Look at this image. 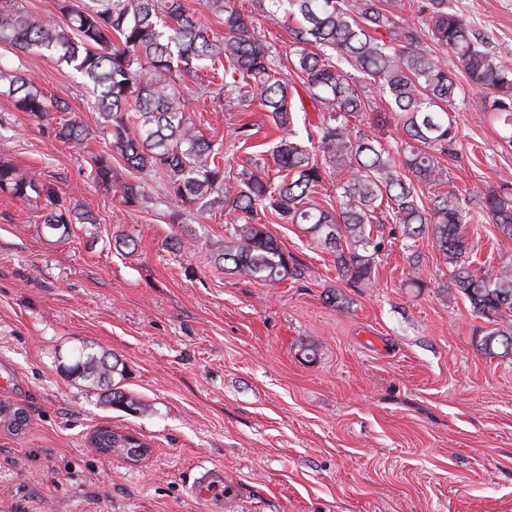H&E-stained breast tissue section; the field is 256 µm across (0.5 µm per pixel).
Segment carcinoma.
Returning <instances> with one entry per match:
<instances>
[{
	"instance_id": "1",
	"label": "carcinoma",
	"mask_w": 512,
	"mask_h": 512,
	"mask_svg": "<svg viewBox=\"0 0 512 512\" xmlns=\"http://www.w3.org/2000/svg\"><path fill=\"white\" fill-rule=\"evenodd\" d=\"M257 10L273 19L283 13L295 20L288 27L295 48L293 72L300 76L317 121L297 138L294 86L279 70L271 45L254 31V19L237 0H210L211 12L224 16V34L202 24L186 0H60L66 21L30 12L16 0H0V42L21 51L38 49L58 55L95 94L102 127L111 136L110 152L90 157L93 181L119 194L124 206L148 207L151 197L141 183L117 180L112 154L133 169L161 170L167 197L181 209L220 205L233 216L218 259L224 268L263 282L280 283L299 274L288 254L250 216L267 209L277 219L298 224L334 254L336 270L353 283L371 281L382 235L374 229L386 219L398 224L409 246L432 239L457 291L472 312L488 324L512 313V262L489 272L473 266L463 225L487 219L499 234L512 239V192L468 196L451 187L448 165L465 151L454 113L460 111L455 74L434 61L430 44L450 50L473 85L489 95L486 111L512 130V61L492 52L487 32L463 20L448 0H417L427 14L425 27L403 16L411 0H255ZM314 50H308V46ZM224 67V92L233 104L255 96L272 122L286 135L268 144L277 164L270 177L262 158L254 159L245 179L224 176V156L197 130L180 81L208 66ZM362 74L384 94L386 107L402 130L396 146L376 137L354 134L350 122L366 108ZM0 94L19 112L51 125L63 143L82 144L90 130L66 115L67 101L49 96L18 70L0 66ZM342 178L336 184V206L316 201L326 167ZM433 189L424 206L416 185ZM450 189H444V186ZM0 192L20 201L36 195L46 200L43 224L50 233L69 234L73 224H93L79 204L62 199L42 175L24 171L0 158ZM485 353L512 354V328L485 333ZM75 377L91 378L110 404L132 413L140 400L114 380L119 361L102 351L81 350L68 366ZM0 425L21 433L27 411L0 402ZM93 447L107 453L137 455L147 444L107 426L91 436Z\"/></svg>"
}]
</instances>
